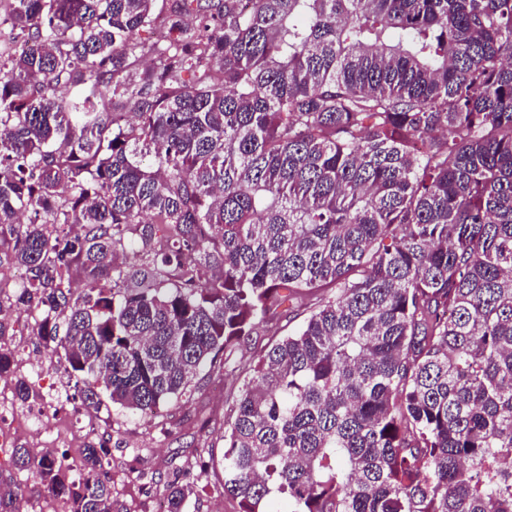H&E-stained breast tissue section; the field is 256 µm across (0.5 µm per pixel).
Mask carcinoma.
<instances>
[{
  "label": "carcinoma",
  "instance_id": "obj_1",
  "mask_svg": "<svg viewBox=\"0 0 512 512\" xmlns=\"http://www.w3.org/2000/svg\"><path fill=\"white\" fill-rule=\"evenodd\" d=\"M156 2L7 0L0 376L22 308L86 408L153 414L308 295L224 420L239 512H512V0ZM11 463L127 512L104 441Z\"/></svg>",
  "mask_w": 512,
  "mask_h": 512
}]
</instances>
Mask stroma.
Returning <instances> with one entry per match:
<instances>
[{
	"mask_svg": "<svg viewBox=\"0 0 512 512\" xmlns=\"http://www.w3.org/2000/svg\"><path fill=\"white\" fill-rule=\"evenodd\" d=\"M306 315L303 308L284 312L275 331L259 325L234 354L239 370L226 374L201 372L191 393L156 416L144 417L111 406L95 413V431L74 440H59L55 437L59 425L53 421L46 426L45 439L56 442L62 451H79L89 443L107 440L112 455L113 494L128 512H154L166 481L175 473L195 486L188 512H238L236 500L224 493L220 463L210 462L208 473L203 474L198 468H186L185 455L189 449L208 447L216 456L223 454V416L235 404L247 376L246 365L276 335L295 331Z\"/></svg>",
	"mask_w": 512,
	"mask_h": 512,
	"instance_id": "obj_1",
	"label": "stroma"
}]
</instances>
